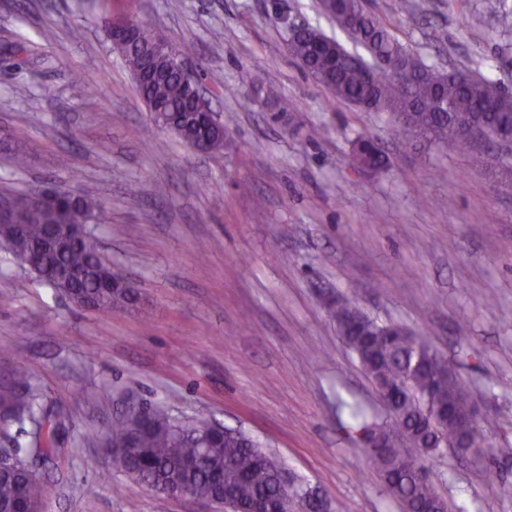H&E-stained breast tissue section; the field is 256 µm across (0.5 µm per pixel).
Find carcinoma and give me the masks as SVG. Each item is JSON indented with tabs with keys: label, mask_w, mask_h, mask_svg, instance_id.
<instances>
[{
	"label": "carcinoma",
	"mask_w": 512,
	"mask_h": 512,
	"mask_svg": "<svg viewBox=\"0 0 512 512\" xmlns=\"http://www.w3.org/2000/svg\"><path fill=\"white\" fill-rule=\"evenodd\" d=\"M320 6L372 60L367 63L315 28L289 45L293 58L331 92L333 100L364 110L373 106L390 110L406 135L414 133L453 151L468 147L459 131L465 119L476 121L486 133L512 128V95L496 83L459 69H432L368 12L363 0H320ZM126 63L133 73L147 67L155 72L150 81L140 84L139 93L177 114L185 138L197 137L199 121L189 106V92L171 64L150 61L137 48L127 53ZM87 213L93 224L109 222L104 208L86 197L74 203L59 201L56 221L80 224ZM47 234L48 225L39 215L20 234L0 225V249L28 259L35 277L55 290L59 289L53 282L55 273L70 269L68 295L81 306L112 313L130 303L126 292L108 287L116 273L101 260L92 228L72 246L46 247ZM362 326L366 335L344 340L375 388L390 390L394 399L387 404L385 417L354 413L348 428L387 443L385 448L365 449L366 459L403 505V512H418L425 506L448 512L427 466L428 457L437 452L430 440L453 439V424L440 415V408L448 405V393L430 389L427 364L439 356L422 337L401 325H380L365 316ZM16 379L20 389L0 394V419L30 425L27 445L18 448L19 456L26 457L39 453L45 415L28 389V369L20 367ZM107 451L136 483L163 495L180 483L195 498L207 501L223 487L231 491L239 512H248L259 500L275 505L285 496L277 465L251 436L234 429L223 434L205 418L180 419L162 410L146 418L121 415L112 426ZM48 493V486L24 467L0 469L4 512H34Z\"/></svg>",
	"instance_id": "1"
}]
</instances>
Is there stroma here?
Masks as SVG:
<instances>
[{
	"instance_id": "35a3bbf8",
	"label": "stroma",
	"mask_w": 512,
	"mask_h": 512,
	"mask_svg": "<svg viewBox=\"0 0 512 512\" xmlns=\"http://www.w3.org/2000/svg\"><path fill=\"white\" fill-rule=\"evenodd\" d=\"M418 2L365 6L431 68H469L512 93V32L496 25L512 0ZM279 9L348 41L318 0ZM276 10L0 0V202L35 186L96 201L110 218L96 229L101 257L139 291L122 311L88 310L0 250V392L28 365L42 409L64 422L44 512H216L113 461L103 438L130 401L245 431L328 512H402L340 427L339 401L382 405L329 317L336 296L422 333L474 383L503 456L444 448L429 466L449 512H512V172L493 141L451 151L399 135L392 113L332 103L290 56ZM104 17L150 23L198 73L222 75L207 87L222 148L197 152L155 124ZM16 137L29 143L21 168ZM362 139L383 167H357Z\"/></svg>"
}]
</instances>
